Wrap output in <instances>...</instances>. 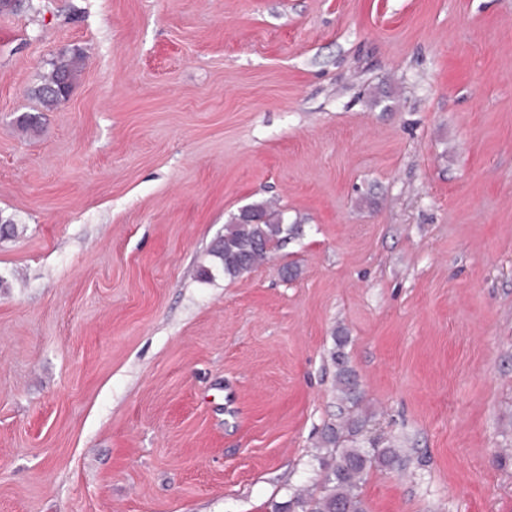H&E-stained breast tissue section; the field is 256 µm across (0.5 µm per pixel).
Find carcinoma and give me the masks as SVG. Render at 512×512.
<instances>
[{
  "label": "carcinoma",
  "mask_w": 512,
  "mask_h": 512,
  "mask_svg": "<svg viewBox=\"0 0 512 512\" xmlns=\"http://www.w3.org/2000/svg\"><path fill=\"white\" fill-rule=\"evenodd\" d=\"M81 55H61L54 63L50 77L35 90V97L43 108L51 110L61 104L59 85L70 86L79 68ZM300 224L288 223L285 212L276 209L267 202L246 205V209L233 215L224 225V235L211 249L213 265L203 269L207 279L214 273L235 279L251 272L268 258L267 248L282 249L288 240L302 235ZM347 337L338 334L334 337V348L330 359L336 365V383L343 401L357 406L362 395L357 384L355 372L348 366L343 348ZM362 425L351 421L346 427L347 448H338L340 430L328 427L323 433L321 447L330 457L338 455L343 464L322 462L325 470L322 488L319 494L294 499L276 507V512H291L298 507L301 512H365L360 497V488L369 470L380 465L384 467L400 466L403 456L400 448L389 444L383 448L376 441L358 439Z\"/></svg>",
  "instance_id": "cac0c4a2"
}]
</instances>
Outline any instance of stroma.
<instances>
[{"label": "stroma", "instance_id": "1", "mask_svg": "<svg viewBox=\"0 0 512 512\" xmlns=\"http://www.w3.org/2000/svg\"><path fill=\"white\" fill-rule=\"evenodd\" d=\"M267 199L303 236L204 280ZM0 217V512L319 492L339 329L366 512H512V0H19ZM81 55L62 54L54 63L50 77L35 90V97L46 110L56 108L61 104L59 85L70 88L74 75L79 68ZM347 342V336L339 332L334 336V348L330 352V359L336 365V383L343 401L352 406H358L362 401V395L357 384L355 372L348 366L343 348Z\"/></svg>", "mask_w": 512, "mask_h": 512}]
</instances>
